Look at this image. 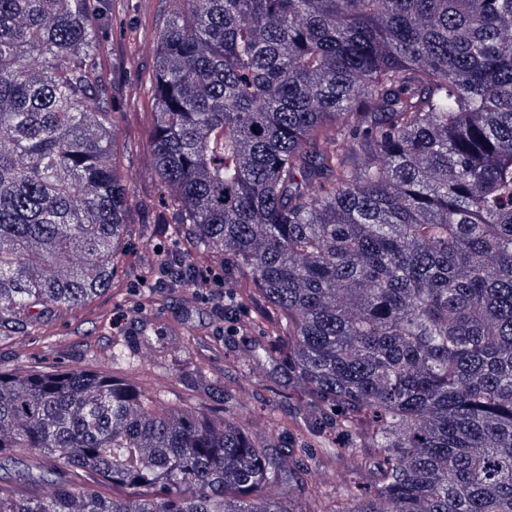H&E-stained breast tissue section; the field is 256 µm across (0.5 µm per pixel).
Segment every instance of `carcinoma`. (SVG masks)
I'll return each instance as SVG.
<instances>
[{
  "label": "carcinoma",
  "instance_id": "obj_1",
  "mask_svg": "<svg viewBox=\"0 0 512 512\" xmlns=\"http://www.w3.org/2000/svg\"><path fill=\"white\" fill-rule=\"evenodd\" d=\"M151 151L171 233L280 313L344 512H512V0H172ZM99 0H0V334L109 289L134 196ZM194 288L193 254L163 258ZM280 419L86 371H0V512H339ZM360 448H370L365 457ZM288 430L293 431L294 429L287 425L281 430V446L285 447L286 451L289 450L294 459L308 466V468H313L316 474L321 475L320 465L322 464L323 448H300L297 439L290 432L288 434Z\"/></svg>",
  "mask_w": 512,
  "mask_h": 512
}]
</instances>
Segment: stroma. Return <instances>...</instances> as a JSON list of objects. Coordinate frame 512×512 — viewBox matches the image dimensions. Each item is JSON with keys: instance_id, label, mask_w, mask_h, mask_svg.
Instances as JSON below:
<instances>
[{"instance_id": "1", "label": "stroma", "mask_w": 512, "mask_h": 512, "mask_svg": "<svg viewBox=\"0 0 512 512\" xmlns=\"http://www.w3.org/2000/svg\"><path fill=\"white\" fill-rule=\"evenodd\" d=\"M170 8L169 0H112L114 29L121 36L109 59L115 75H126L122 96L113 101L120 133L116 152L121 172L136 196L131 210L127 244L113 286L73 312L47 313L39 327L25 330V349H18L12 336L0 338V370L55 372L64 369L103 372L149 386L158 397L184 407L206 406L213 415L224 413L221 394L224 382L234 378L232 368L241 349L259 338V331L242 330L244 319L260 310V302L240 305L236 316L216 319L215 310L232 289H198L192 306H183L178 296L167 303L147 302L144 310L154 323L152 349L139 343V324L132 303L140 293L141 262L156 252L188 251L187 238L170 239L157 234L154 221L161 189L151 167L149 133L153 121L150 83L155 69V50L150 37ZM189 323L202 334L190 349H181V323ZM123 341L127 359L111 358L112 344ZM208 367L210 390H202L195 369ZM304 397L289 390L284 379L265 380L253 398L235 403L239 413L261 419L268 410L282 418H299Z\"/></svg>"}]
</instances>
